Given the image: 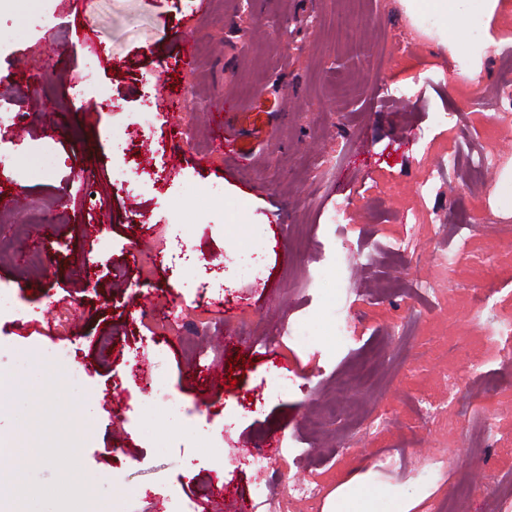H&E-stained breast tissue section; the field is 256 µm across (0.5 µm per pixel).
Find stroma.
<instances>
[{
	"instance_id": "stroma-1",
	"label": "stroma",
	"mask_w": 512,
	"mask_h": 512,
	"mask_svg": "<svg viewBox=\"0 0 512 512\" xmlns=\"http://www.w3.org/2000/svg\"><path fill=\"white\" fill-rule=\"evenodd\" d=\"M357 29L339 39L337 14ZM437 16L411 19L402 0H13L0 11V100L27 113L23 129L0 126L12 150L0 161V286L10 288L17 315L0 316V441L26 424L36 447L25 476L0 489L5 512H38L43 492L77 470L57 506L88 512H239L260 479L239 447L257 436L312 449L310 464L284 455L270 481L273 495L288 482L311 481L322 493L314 512H353L362 481L388 489L407 512H427L470 471L471 450L443 422L409 420L404 429L368 427L369 420L407 415L413 397L440 400L447 359L410 376L379 366L369 387L355 384L358 357L379 335L393 333L428 304L409 294L385 297L382 282L412 283L427 271L441 299L452 302L437 333L465 331L464 284H481L482 268H435L443 247L432 223L415 237V263L388 260L348 279L320 250L337 223H356L366 207L374 218L362 241L374 249L399 231L397 210L439 209L444 224L467 211L485 246L512 236V148L492 144L496 170L479 199L460 175L428 197L417 181L441 148L467 145L469 130L452 134L434 113L452 112L457 66L440 42ZM401 32L419 46L413 59H382V38ZM193 42V67L179 42ZM97 50V80L117 110L71 99L89 50ZM49 83L56 105L30 96L34 81ZM243 107L264 98L272 121L249 127L250 152L225 155L208 115L225 98ZM151 100L155 119L145 131L158 181L132 193L113 189L109 175L123 164V130ZM174 102L193 111L172 116ZM100 206L88 203L89 196ZM180 231L193 262L176 271L155 264ZM44 257L40 274L25 263ZM220 270L224 298H200L208 268ZM183 297L172 303L169 285ZM180 318L168 320L171 308ZM353 323L346 344L331 333L336 311ZM307 321L313 346L282 341ZM276 339L250 348L242 330ZM67 348L71 357L56 358ZM248 358L245 370L229 359ZM297 383L277 395L263 381L268 368ZM193 407L172 421L144 377ZM352 380L359 412L353 430L329 421L318 431L303 420L321 414L336 396L337 378ZM219 445L223 463L202 455ZM76 444L77 454L66 451ZM406 451L403 464L379 468L375 458Z\"/></svg>"
}]
</instances>
